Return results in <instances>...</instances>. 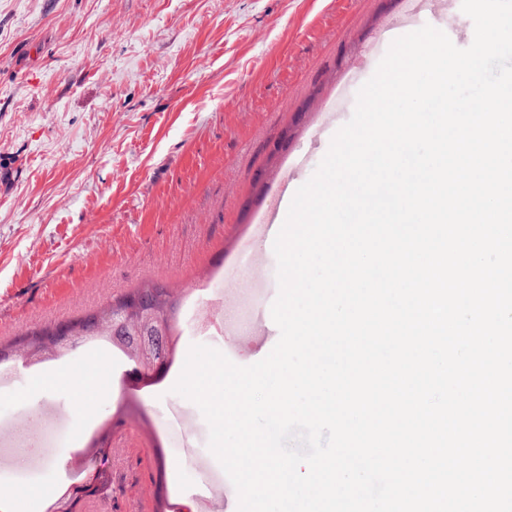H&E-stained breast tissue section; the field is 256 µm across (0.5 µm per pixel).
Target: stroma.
I'll use <instances>...</instances> for the list:
<instances>
[{
  "label": "stroma",
  "instance_id": "35a3bbf8",
  "mask_svg": "<svg viewBox=\"0 0 512 512\" xmlns=\"http://www.w3.org/2000/svg\"><path fill=\"white\" fill-rule=\"evenodd\" d=\"M401 0H0V429L28 409L64 422L39 468L0 459V490L34 487L47 512L70 485L106 467L112 506L79 512H174L189 505L200 466L220 471L209 427L173 386L194 344L226 352L278 294L277 261L255 292L239 244L279 207L283 178L307 182L335 134L329 109L353 115L357 94L391 41ZM172 288L174 358L142 388L111 337L31 354L27 332L100 312L139 288ZM233 335L197 326L215 291ZM107 360L98 403L78 406L67 381ZM193 417L176 425L170 410ZM130 447L100 463L91 440L111 423Z\"/></svg>",
  "mask_w": 512,
  "mask_h": 512
}]
</instances>
